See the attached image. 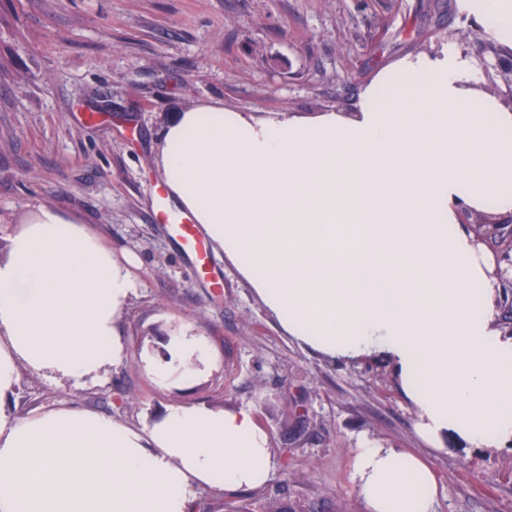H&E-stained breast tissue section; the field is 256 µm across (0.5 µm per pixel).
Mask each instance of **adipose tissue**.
Segmentation results:
<instances>
[{"label":"adipose tissue","mask_w":512,"mask_h":512,"mask_svg":"<svg viewBox=\"0 0 512 512\" xmlns=\"http://www.w3.org/2000/svg\"><path fill=\"white\" fill-rule=\"evenodd\" d=\"M480 35L512 51V0H465ZM159 168L180 209L237 266L289 336L331 360L382 356L441 451L512 446V334L494 258L462 212L512 217V104L455 45L378 74L349 115L248 124L222 103L175 113ZM0 257V512H189L196 490L259 488L270 436L248 407L173 402L128 424L96 412L5 407L20 368L79 385L123 362L135 254L41 207ZM172 369H211L193 329ZM364 512H436L428 466L356 449Z\"/></svg>","instance_id":"obj_1"}]
</instances>
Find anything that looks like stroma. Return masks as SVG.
<instances>
[{"label":"stroma","instance_id":"obj_1","mask_svg":"<svg viewBox=\"0 0 512 512\" xmlns=\"http://www.w3.org/2000/svg\"><path fill=\"white\" fill-rule=\"evenodd\" d=\"M470 28L458 0H0V253L48 205L143 263L122 318L124 361L79 386L20 369L11 408L65 404L134 424L174 401L252 408L273 479L199 488L191 512H361L352 450L368 441L424 458L438 512H512L511 448L431 450L388 361L333 362L300 346L216 251L222 285L209 287L153 208L174 112L209 100L253 122L352 112L386 66ZM187 325L217 366L162 387L143 357L164 356Z\"/></svg>","mask_w":512,"mask_h":512}]
</instances>
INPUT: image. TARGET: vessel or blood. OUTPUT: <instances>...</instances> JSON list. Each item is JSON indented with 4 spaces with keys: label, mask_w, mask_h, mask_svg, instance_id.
<instances>
[{
    "label": "vessel or blood",
    "mask_w": 512,
    "mask_h": 512,
    "mask_svg": "<svg viewBox=\"0 0 512 512\" xmlns=\"http://www.w3.org/2000/svg\"><path fill=\"white\" fill-rule=\"evenodd\" d=\"M154 203L158 223L164 225L170 238L192 262L197 274L211 275L208 243L191 217L183 211L171 208L165 191L156 193Z\"/></svg>",
    "instance_id": "1"
}]
</instances>
